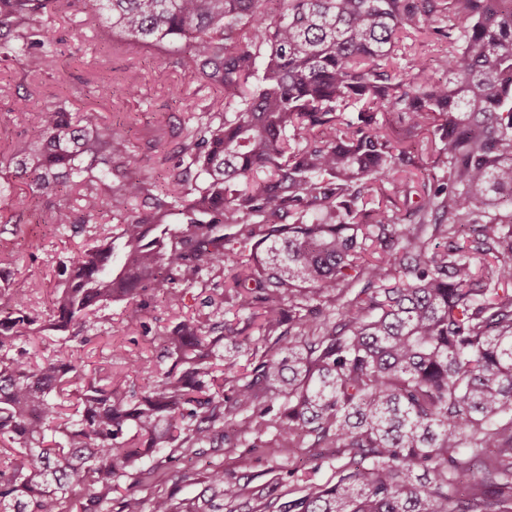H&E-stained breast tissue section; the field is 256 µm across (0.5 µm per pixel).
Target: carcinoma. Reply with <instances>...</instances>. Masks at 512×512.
<instances>
[{
  "instance_id": "cac0c4a2",
  "label": "carcinoma",
  "mask_w": 512,
  "mask_h": 512,
  "mask_svg": "<svg viewBox=\"0 0 512 512\" xmlns=\"http://www.w3.org/2000/svg\"><path fill=\"white\" fill-rule=\"evenodd\" d=\"M72 2L0 0V60L43 70L58 53L50 24ZM433 18L450 21L433 33L452 48L447 77L422 82L421 64L394 55ZM104 19L134 45L183 41L177 65L224 90V115L195 118L179 146L203 181L182 191L175 227L154 222L168 186L112 185L135 155L98 113L48 104L12 144L8 163L36 190L83 187L79 214L58 208L49 223L78 232L130 200L141 212L121 225L118 267L110 244L71 256L47 318L22 294L0 309V512H239L246 494L252 512H512V231L489 211L512 207V0H92L82 25ZM385 112L398 114L386 131ZM419 137L448 165L415 201L427 238L368 207L385 179L410 202ZM231 238L250 246L247 261L230 258ZM478 257L496 259L491 274H477ZM220 273L259 320L260 355L228 328L251 354L241 368L207 336L224 316L210 296L206 320L167 332L171 364L139 389L131 358L96 379L66 347L35 365L9 355L34 326L67 331L113 302L141 325L140 287L177 301L175 285ZM270 429L261 449L274 462L342 449L338 480L290 499L280 464L252 487L211 462L191 499L122 490L151 484L159 466L143 461L165 448L217 455Z\"/></svg>"
}]
</instances>
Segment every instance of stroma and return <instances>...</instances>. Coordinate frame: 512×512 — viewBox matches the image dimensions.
<instances>
[{
  "mask_svg": "<svg viewBox=\"0 0 512 512\" xmlns=\"http://www.w3.org/2000/svg\"><path fill=\"white\" fill-rule=\"evenodd\" d=\"M52 33L61 42L60 51L42 71H28L23 62H0V155L22 137L36 122L43 107L65 101L71 112H96L103 125L120 133L137 159L136 172L148 182L184 174L174 153L191 127L192 115L216 110L224 99L215 86L193 78L178 67L176 60L185 45L181 42L163 47H138L114 36L107 26L83 29L77 12L57 16ZM447 43L437 40L430 30L414 34L398 49L396 62L411 66L421 59L427 64L425 76L431 80L446 75ZM66 68L68 84L55 80L57 68ZM137 73L133 93L124 90V77ZM15 193L26 196V206L16 224L0 230V305L12 304L15 295L27 294L32 308L45 311L54 291L64 283L62 269L71 254L84 247L107 243L116 238L127 213L126 208L103 212L97 223L75 234L49 223L51 211L59 207L79 206V189L71 186L57 193H31L25 179L12 180ZM137 300L146 307L144 326L125 320V303H115L90 313L85 319L88 343L79 345L88 374L120 372L122 357L139 360L141 365L157 368L166 331L189 317L204 316L205 311L192 290H185L182 301L173 303L160 292L148 290ZM254 436L242 437L241 445L220 455L225 469L247 472L264 481L272 463L254 451ZM168 462L157 483L137 485L136 495L149 498L178 489L181 496L193 497L200 490L195 473L205 470L209 457L192 460L181 453L164 449ZM309 448L296 449L284 464L294 471L295 479L287 488L294 496L303 495L311 484L333 481L335 458L315 463Z\"/></svg>",
  "mask_w": 512,
  "mask_h": 512,
  "instance_id": "stroma-1",
  "label": "stroma"
}]
</instances>
